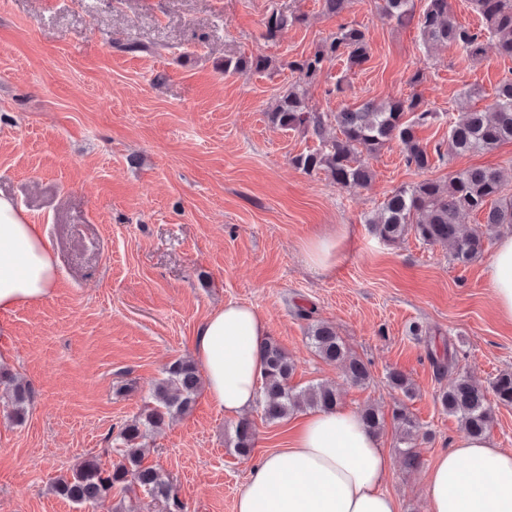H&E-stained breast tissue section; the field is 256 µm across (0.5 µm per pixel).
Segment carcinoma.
I'll return each instance as SVG.
<instances>
[{
    "label": "carcinoma",
    "mask_w": 512,
    "mask_h": 512,
    "mask_svg": "<svg viewBox=\"0 0 512 512\" xmlns=\"http://www.w3.org/2000/svg\"><path fill=\"white\" fill-rule=\"evenodd\" d=\"M381 12L398 24L416 22L422 47H456L467 56L484 54L485 43H493L497 54L512 59V0H472L473 9L481 16L483 27L473 30L453 20L448 0H425L421 14L414 11V0H377ZM302 21L301 16L272 10L265 19L264 37L273 40L289 25ZM370 46L365 31L356 23L339 25L336 33L324 39L307 56L288 62V68L299 80L290 84L268 110L270 123L284 130L312 135L319 146L291 158L292 164L308 175L325 173L333 182L357 189L372 180L368 157L387 144L396 142L401 148L406 167L426 171L432 167V155L445 159L442 145L430 153L416 136L418 128L443 118L421 95L393 97L384 102L369 100L357 109L343 107L335 112H314L306 100L304 85L320 74L323 64L337 58L353 69L367 61ZM269 68L268 58L261 55L224 60V72L247 74ZM448 140L456 154L490 152L505 142H512V78L506 77L495 88L492 102L483 109H473L460 120L448 117ZM481 213L485 228L462 232L458 217ZM372 231L382 241L398 244L410 234L426 244L448 246L450 259L467 265L483 256L490 232L512 229V193L507 192L499 173L493 169L474 167L455 172L448 180L423 179L395 189L383 201L374 216L367 219ZM308 340L318 356L343 365L347 378L356 385L369 381L367 364L354 355L333 327L325 323L309 326ZM436 372L443 375L455 365L451 346L437 353L429 351ZM294 363L273 340L264 348V371L261 379L260 404L264 418L279 422L295 411L308 407L321 411L336 409V391L325 386L297 390L289 380ZM389 385L410 397L413 388L399 371L387 375ZM200 375L194 363L176 359L165 370L152 391V401L142 412L126 421L120 430L122 447L116 449L119 460L105 468L98 459L88 457L69 473L58 477L52 491L76 504L92 502L114 488L127 492L134 487L164 500L167 512H183L177 490L159 470L143 464L145 448L142 440L179 416L187 413L195 402ZM498 404L512 406V374L499 375L491 386ZM0 390L12 399V418L25 419L33 401V390L19 382L8 369H0ZM444 411L459 419L472 436L486 433L493 420L486 391L466 376L458 377L440 391ZM400 429L399 453L412 465L415 454L412 441L418 425L405 406L393 411ZM254 433L247 420L235 427L234 451L240 456L251 454Z\"/></svg>",
    "instance_id": "cac0c4a2"
}]
</instances>
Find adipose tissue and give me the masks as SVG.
<instances>
[{"label":"adipose tissue","instance_id":"1","mask_svg":"<svg viewBox=\"0 0 512 512\" xmlns=\"http://www.w3.org/2000/svg\"><path fill=\"white\" fill-rule=\"evenodd\" d=\"M500 313L512 319V235L503 236L489 265ZM57 283V261L39 225L0 197V315L40 303ZM268 325L254 308L228 303L200 326L193 356L217 409L240 417L254 405ZM393 459L358 413L343 407L303 420L287 448L252 466L236 512H399L385 490ZM429 512H512V452L486 438L466 437L442 452L425 487Z\"/></svg>","mask_w":512,"mask_h":512}]
</instances>
